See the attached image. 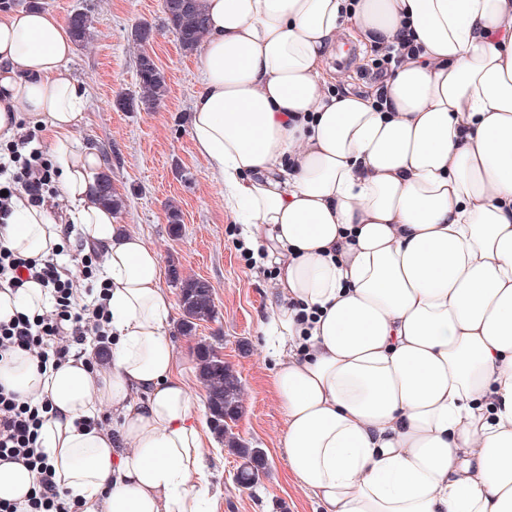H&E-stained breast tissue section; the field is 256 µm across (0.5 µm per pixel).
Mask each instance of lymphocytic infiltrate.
Returning a JSON list of instances; mask_svg holds the SVG:
<instances>
[{
    "label": "lymphocytic infiltrate",
    "instance_id": "obj_1",
    "mask_svg": "<svg viewBox=\"0 0 512 512\" xmlns=\"http://www.w3.org/2000/svg\"><path fill=\"white\" fill-rule=\"evenodd\" d=\"M53 172L35 131L17 124L0 152V223L11 217L18 194L26 195L29 206H47L56 196ZM96 262V256L84 254L71 268L60 264L56 255L27 257L0 243V290L15 292L33 281L44 288L49 302L42 312L0 321V362L24 351L43 371L85 356L88 343L111 342L108 285L96 283ZM77 273L91 282L81 294L73 286ZM52 410L49 400L33 402L0 384V461L23 464L38 476L25 504L0 500V512H81L79 502L57 492L42 449L41 429Z\"/></svg>",
    "mask_w": 512,
    "mask_h": 512
}]
</instances>
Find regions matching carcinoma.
Returning <instances> with one entry per match:
<instances>
[{"label":"carcinoma","mask_w":512,"mask_h":512,"mask_svg":"<svg viewBox=\"0 0 512 512\" xmlns=\"http://www.w3.org/2000/svg\"><path fill=\"white\" fill-rule=\"evenodd\" d=\"M162 9L168 29L185 51L197 49L205 33V15L201 0H162ZM91 21L83 13L70 16L69 29L77 44L86 41L90 34ZM137 74L140 97L121 101L125 108L140 106L151 109L158 105L167 94V81L163 70L152 56L143 52L138 57ZM100 199L118 209L122 202L112 189V179L105 174L97 186ZM179 302L184 313L182 326L189 332L197 321L211 318L215 312L213 287L200 278L181 279ZM198 375L207 393V407L215 430L224 436L226 445L242 459L236 479L244 485L260 479L264 470L263 453L258 448H249L229 433L227 421L237 417L240 411L241 381L224 358L211 345L203 343L198 347Z\"/></svg>","instance_id":"cac0c4a2"}]
</instances>
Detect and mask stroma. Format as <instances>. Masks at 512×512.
I'll return each instance as SVG.
<instances>
[{
	"label": "stroma",
	"mask_w": 512,
	"mask_h": 512,
	"mask_svg": "<svg viewBox=\"0 0 512 512\" xmlns=\"http://www.w3.org/2000/svg\"><path fill=\"white\" fill-rule=\"evenodd\" d=\"M42 9L68 20L76 12L92 20L90 36L67 64L85 91L76 146L100 149L114 191L123 198L119 220L158 251L163 286L178 296L175 275L196 276L214 288L215 314L183 333L182 311L171 327L177 363L194 401L206 400L197 375V346L211 343L239 375L241 410L230 427L248 447L261 449L265 469L257 484L235 479L241 463L227 449L206 450L214 512H320L316 496L290 474L283 448L285 416L270 380L278 356L260 332L268 320L267 295L276 279L248 267L238 249L241 225L224 206V187L195 153L189 114L201 74L195 53L184 52L166 29L162 0H39ZM152 27L137 44L139 24ZM149 52L167 76L168 93L156 108L127 110L118 98L137 95V62ZM178 207L180 224L168 221Z\"/></svg>",
	"instance_id": "1"
}]
</instances>
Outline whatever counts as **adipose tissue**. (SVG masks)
Returning <instances> with one entry per match:
<instances>
[{
  "mask_svg": "<svg viewBox=\"0 0 512 512\" xmlns=\"http://www.w3.org/2000/svg\"><path fill=\"white\" fill-rule=\"evenodd\" d=\"M190 138L254 255L279 267L264 335L280 358L288 469L323 512H512V0H203ZM422 48L385 103L336 94L321 65L343 27ZM51 13L0 12V134L48 136L63 195L111 286L109 369L0 384L46 398L58 493L82 512H201L203 409L169 337L158 252L94 187L104 160L73 145L83 93ZM62 225L16 199L24 256ZM311 316L302 322L300 313ZM111 408V429L77 423Z\"/></svg>",
  "mask_w": 512,
  "mask_h": 512,
  "instance_id": "obj_1",
  "label": "adipose tissue"
}]
</instances>
